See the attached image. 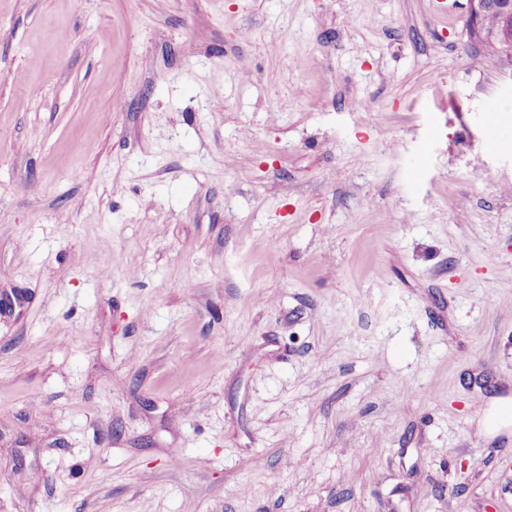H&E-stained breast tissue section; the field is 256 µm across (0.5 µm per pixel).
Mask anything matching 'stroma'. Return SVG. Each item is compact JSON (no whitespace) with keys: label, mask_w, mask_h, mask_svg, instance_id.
Instances as JSON below:
<instances>
[{"label":"stroma","mask_w":512,"mask_h":512,"mask_svg":"<svg viewBox=\"0 0 512 512\" xmlns=\"http://www.w3.org/2000/svg\"><path fill=\"white\" fill-rule=\"evenodd\" d=\"M506 106L467 0H0V512H512Z\"/></svg>","instance_id":"1"}]
</instances>
